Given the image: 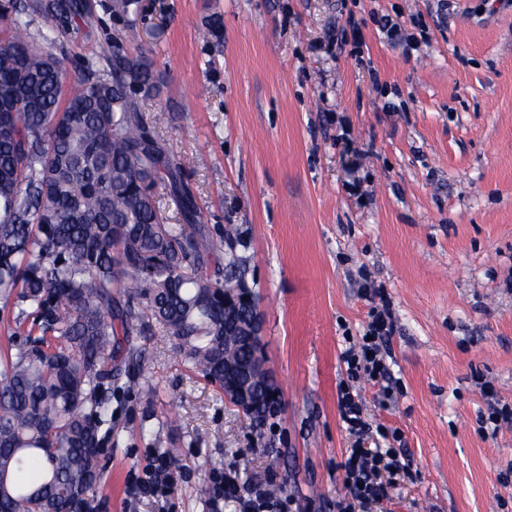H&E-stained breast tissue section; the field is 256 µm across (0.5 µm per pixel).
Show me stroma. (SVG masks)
I'll return each instance as SVG.
<instances>
[{
	"instance_id": "35a3bbf8",
	"label": "stroma",
	"mask_w": 512,
	"mask_h": 512,
	"mask_svg": "<svg viewBox=\"0 0 512 512\" xmlns=\"http://www.w3.org/2000/svg\"><path fill=\"white\" fill-rule=\"evenodd\" d=\"M92 0L89 37L48 45L66 73L112 52L149 54L160 90L146 123L185 164L184 181L258 297L280 405L261 430L173 341L138 337L140 396L112 400L95 512H218L214 472L273 477L297 512H336L353 446L338 407L345 337L371 304L361 272L390 295L394 395L357 391L372 426L413 461L370 512H512V424L484 437L474 375L512 403V0ZM361 51L336 41L348 13ZM429 27L413 50L377 17ZM379 84H372L371 73ZM365 151L362 160L346 143ZM176 449L174 493L130 492L149 458Z\"/></svg>"
}]
</instances>
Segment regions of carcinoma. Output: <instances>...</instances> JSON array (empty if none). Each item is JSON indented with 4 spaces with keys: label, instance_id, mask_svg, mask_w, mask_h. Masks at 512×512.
I'll use <instances>...</instances> for the list:
<instances>
[{
    "label": "carcinoma",
    "instance_id": "1",
    "mask_svg": "<svg viewBox=\"0 0 512 512\" xmlns=\"http://www.w3.org/2000/svg\"><path fill=\"white\" fill-rule=\"evenodd\" d=\"M78 34L91 8L7 0L0 16V299L16 331L0 351V512H69L102 475L97 446L112 430V397L135 392L136 337L153 328L183 362L224 387L218 366L252 351L224 339V289L207 267L236 230L210 237L183 163L138 111L133 87L156 79L147 56L87 64L63 88L44 49L28 40ZM168 182L183 223L155 200ZM276 400L245 412L261 427Z\"/></svg>",
    "mask_w": 512,
    "mask_h": 512
}]
</instances>
